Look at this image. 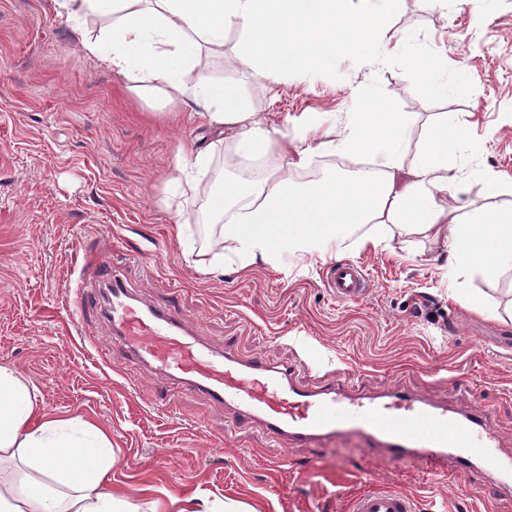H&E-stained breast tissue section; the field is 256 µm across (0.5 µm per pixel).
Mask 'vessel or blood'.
<instances>
[{"mask_svg": "<svg viewBox=\"0 0 512 512\" xmlns=\"http://www.w3.org/2000/svg\"><path fill=\"white\" fill-rule=\"evenodd\" d=\"M97 278L112 286L107 311L124 346L230 406L239 423L297 444L358 434L386 464H415L428 477L468 466L480 470L500 491L512 489V458L500 455L489 415L477 410L457 413L397 390L354 396L342 379L301 386L295 371L260 357L240 359L233 346L220 353L210 350L193 336L179 310L142 306L127 282L112 271ZM328 286L337 298L355 300L364 294L367 280L363 269L344 263L331 269ZM351 512H417L416 497L403 489L367 491L353 499Z\"/></svg>", "mask_w": 512, "mask_h": 512, "instance_id": "1", "label": "vessel or blood"}]
</instances>
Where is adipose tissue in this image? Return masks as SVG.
Here are the masks:
<instances>
[{
  "label": "adipose tissue",
  "instance_id": "obj_1",
  "mask_svg": "<svg viewBox=\"0 0 512 512\" xmlns=\"http://www.w3.org/2000/svg\"><path fill=\"white\" fill-rule=\"evenodd\" d=\"M58 15L100 23L84 38L87 58L112 68L147 104L182 109L216 133L232 156L261 164L250 178H228L203 206L204 225L222 227L223 250L212 264L243 271L278 267L284 255H337L345 243L378 248L421 235L445 241L455 278L497 280L512 271V204L473 207L448 171V149L466 144V124L435 116L420 146L410 148L414 125L389 100L373 97L367 111L305 117L294 138L254 112L237 84L179 76L195 66L200 49L224 50L226 34L241 36L234 53L254 80L273 84L289 71L316 70L339 57H365L404 38H392L388 17L398 0H54ZM370 156L372 172L306 173L314 154ZM205 154L182 149L175 188L166 204L183 216V203L200 192ZM0 512H137L112 492V445L107 434L79 418L47 417L39 393L12 369L0 367Z\"/></svg>",
  "mask_w": 512,
  "mask_h": 512
}]
</instances>
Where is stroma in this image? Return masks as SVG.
I'll return each mask as SVG.
<instances>
[{
  "label": "stroma",
  "instance_id": "1",
  "mask_svg": "<svg viewBox=\"0 0 512 512\" xmlns=\"http://www.w3.org/2000/svg\"><path fill=\"white\" fill-rule=\"evenodd\" d=\"M390 23L409 50L447 60L437 91H403L399 51L259 84L233 55L234 31L223 57L207 60V77L237 82L273 122L283 112H360L373 93L419 123L448 113L471 125L466 149L448 151L465 201H476L483 172L512 184V0H447L435 9L402 0ZM83 35L53 0H0V366L38 390L47 415L82 418L108 434L113 494L143 512H200L215 499L226 512H348L359 493L402 488L415 494L417 512H512V493L489 494L471 469L426 478L383 466L362 438L279 447L132 356L105 304L87 309L93 340L84 342L68 300L110 268L145 304L177 299L212 348L232 340L240 357L291 367L309 351L322 371L301 372L303 385L340 370L357 390L399 386L457 412L482 405L512 456V277L472 280L487 310L467 309L445 246L420 236L375 250L349 246L334 259L288 255L276 269L200 271L184 256L196 233L177 238L164 203L173 158L184 144L211 146L207 188L245 169L202 123L150 113L125 78L86 58ZM336 260L364 268L361 299L338 300L328 287ZM425 363L443 374L425 376Z\"/></svg>",
  "mask_w": 512,
  "mask_h": 512
}]
</instances>
